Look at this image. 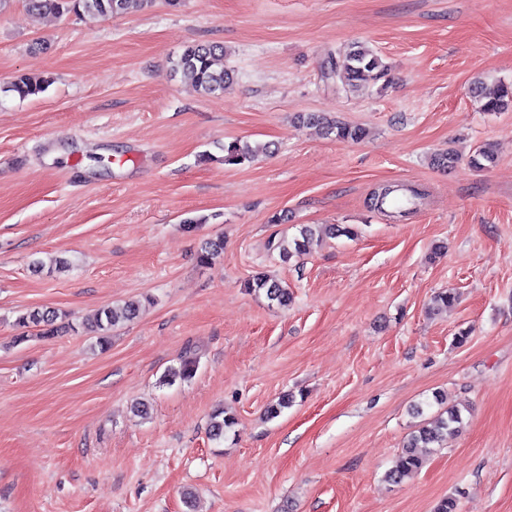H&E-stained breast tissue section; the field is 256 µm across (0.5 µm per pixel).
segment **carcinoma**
<instances>
[{
  "label": "carcinoma",
  "mask_w": 512,
  "mask_h": 512,
  "mask_svg": "<svg viewBox=\"0 0 512 512\" xmlns=\"http://www.w3.org/2000/svg\"><path fill=\"white\" fill-rule=\"evenodd\" d=\"M153 0H27L30 10L38 13H55L59 15H93L112 17L122 15L132 10H139L152 5ZM224 46L215 42H196L186 46L183 52L173 62L174 69L190 79L193 87L202 96H213L224 93L235 79V70L224 66ZM339 73L344 79L345 87L352 92L362 89L369 81H388V68L381 58L371 49L352 44L344 54V61L339 69H334L333 61L324 66L323 75L330 79L334 73ZM49 81L26 74L17 76L8 86V91L24 99L45 91ZM471 93L482 101L481 108L485 112H505L512 107V84H502L496 91L486 93L479 85L471 88ZM296 121L302 126H315L328 139L341 143H358L367 136V130L359 125L339 122L316 112L300 113ZM268 151V147L253 149L249 145L232 142L224 146V164L239 166L249 163L258 156L259 152ZM496 157L492 149L483 146L475 150L469 157V163L477 169H484L495 163ZM403 196L406 201L418 197V189L399 185H383L370 198V208L381 211L389 217L397 218L408 214L406 206L396 207L389 211L387 203L395 197ZM328 235H341L352 238L357 231L351 225L323 224L319 229L303 225L299 235L292 239L284 238L279 241L277 248L283 262L293 257H300L310 252L316 231ZM249 291H264L267 299L286 306L291 300L288 287L268 276H257L245 283ZM141 311L137 301L126 302L122 305H112L102 308L95 320L94 331L100 333L99 345L106 347V333L127 322L136 319ZM59 314L51 310L31 309L20 315L17 325L22 328H33L40 337H52L61 332L65 325L56 324ZM199 365L197 354L188 349L181 356L178 369L166 375V381L191 380ZM434 401L439 406L438 412L420 424L411 433L402 448L394 465L387 471V481L398 484L411 473L419 470L432 450L448 443V436L458 433L465 424V408L448 403V396L437 392ZM234 424L230 416H214L210 422L209 435L214 441H221Z\"/></svg>",
  "instance_id": "cac0c4a2"
}]
</instances>
